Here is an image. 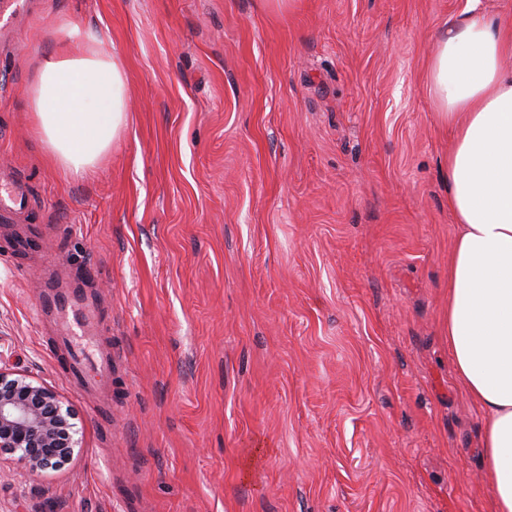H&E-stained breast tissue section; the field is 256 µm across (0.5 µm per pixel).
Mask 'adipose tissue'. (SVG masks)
<instances>
[{"label":"adipose tissue","mask_w":512,"mask_h":512,"mask_svg":"<svg viewBox=\"0 0 512 512\" xmlns=\"http://www.w3.org/2000/svg\"><path fill=\"white\" fill-rule=\"evenodd\" d=\"M38 59L34 126L67 173H92L127 123L122 61L93 34L61 23ZM512 23L473 9L444 18L428 67L437 119L448 126V348L483 413L482 455L495 512H512Z\"/></svg>","instance_id":"ef3b65f1"}]
</instances>
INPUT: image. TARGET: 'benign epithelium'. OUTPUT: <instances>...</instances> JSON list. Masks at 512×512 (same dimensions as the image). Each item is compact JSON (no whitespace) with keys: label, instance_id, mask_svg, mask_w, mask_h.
Listing matches in <instances>:
<instances>
[{"label":"benign epithelium","instance_id":"7a95c632","mask_svg":"<svg viewBox=\"0 0 512 512\" xmlns=\"http://www.w3.org/2000/svg\"><path fill=\"white\" fill-rule=\"evenodd\" d=\"M71 419L52 388L0 366V450L20 452L28 472L72 455L77 440Z\"/></svg>","mask_w":512,"mask_h":512}]
</instances>
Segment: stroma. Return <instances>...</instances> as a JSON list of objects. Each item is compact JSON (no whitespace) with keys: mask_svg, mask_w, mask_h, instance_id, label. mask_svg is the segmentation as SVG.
I'll return each instance as SVG.
<instances>
[{"mask_svg":"<svg viewBox=\"0 0 512 512\" xmlns=\"http://www.w3.org/2000/svg\"><path fill=\"white\" fill-rule=\"evenodd\" d=\"M32 2L0 45V161L35 201L0 221V364L52 387L79 443L33 474L0 452V512H494L448 351L427 71L441 19L512 0ZM64 20L127 77L86 177L32 120V58ZM74 283L112 352L82 389L31 314Z\"/></svg>","mask_w":512,"mask_h":512,"instance_id":"1","label":"stroma"}]
</instances>
